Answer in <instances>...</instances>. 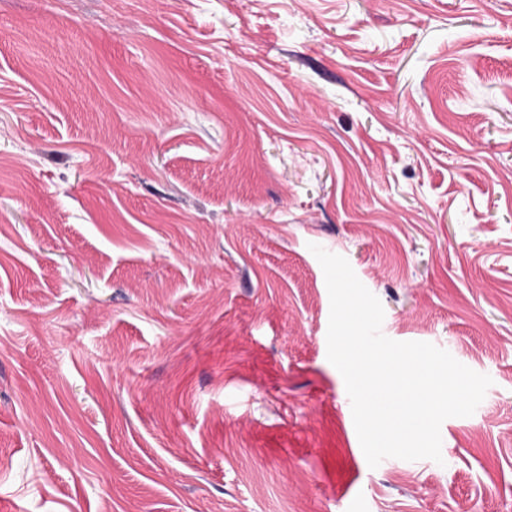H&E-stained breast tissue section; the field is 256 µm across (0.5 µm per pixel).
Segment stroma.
I'll use <instances>...</instances> for the list:
<instances>
[{"label": "stroma", "instance_id": "stroma-1", "mask_svg": "<svg viewBox=\"0 0 512 512\" xmlns=\"http://www.w3.org/2000/svg\"><path fill=\"white\" fill-rule=\"evenodd\" d=\"M314 244L492 378L442 463ZM0 512H512V0H0Z\"/></svg>", "mask_w": 512, "mask_h": 512}]
</instances>
